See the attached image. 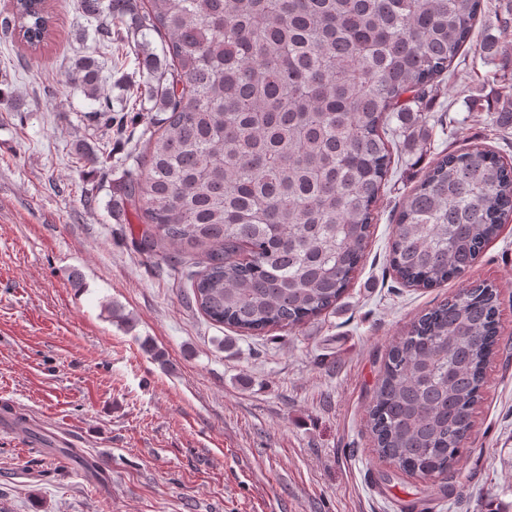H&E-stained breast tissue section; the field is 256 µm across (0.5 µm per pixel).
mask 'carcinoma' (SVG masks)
<instances>
[{
  "label": "carcinoma",
  "instance_id": "obj_1",
  "mask_svg": "<svg viewBox=\"0 0 512 512\" xmlns=\"http://www.w3.org/2000/svg\"><path fill=\"white\" fill-rule=\"evenodd\" d=\"M102 47L108 22L161 35L143 96L162 131L146 140L121 200L163 241L169 261L204 248L191 302L246 335L293 328L344 297L367 247L391 169L384 124L423 109L474 45L482 0H79ZM0 27L40 49L48 0H16ZM500 58L512 98V46ZM101 67L87 57L66 82L99 103ZM512 213V168L482 146L436 159L405 196L390 264L430 288L468 269ZM498 292L465 288L414 321L393 345L368 409L378 457L411 476L448 472L472 429L498 341Z\"/></svg>",
  "mask_w": 512,
  "mask_h": 512
}]
</instances>
